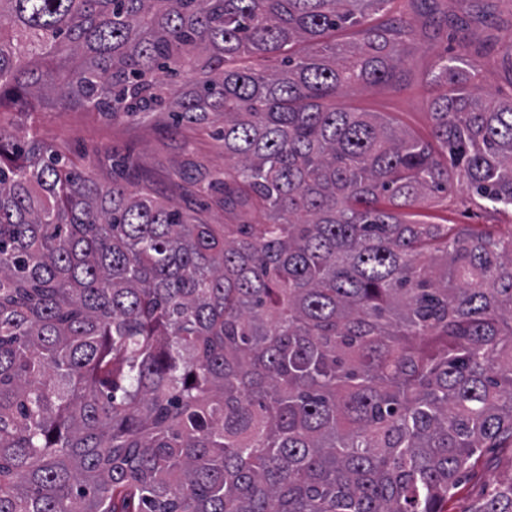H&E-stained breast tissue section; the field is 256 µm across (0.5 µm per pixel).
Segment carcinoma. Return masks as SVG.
<instances>
[{
  "instance_id": "obj_1",
  "label": "carcinoma",
  "mask_w": 512,
  "mask_h": 512,
  "mask_svg": "<svg viewBox=\"0 0 512 512\" xmlns=\"http://www.w3.org/2000/svg\"><path fill=\"white\" fill-rule=\"evenodd\" d=\"M390 2L0 0V107L218 117L234 165L192 184L266 216L211 224L0 126V512H447L512 448V233L408 212L450 167L512 210V98L443 58L432 144L341 107L397 79Z\"/></svg>"
}]
</instances>
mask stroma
Segmentation results:
<instances>
[{
  "label": "stroma",
  "mask_w": 512,
  "mask_h": 512,
  "mask_svg": "<svg viewBox=\"0 0 512 512\" xmlns=\"http://www.w3.org/2000/svg\"><path fill=\"white\" fill-rule=\"evenodd\" d=\"M440 21L421 16L409 0H393L390 13L405 16L414 32L398 82L348 89L340 98L354 112H379L423 140H431L432 82L441 56L458 58L463 69L477 68L474 84L480 98L512 96V0H438ZM38 131L63 155L88 174L110 178L113 157L127 159L126 183L185 212L199 199L189 181L195 165L227 167L224 143L210 128L180 127L164 113L145 120L117 121L95 112H50ZM435 224L489 226L512 230V212L477 204L464 186L445 195L434 193L419 206ZM512 478V450H484L474 472L463 478L448 502V512H468L473 502L496 484Z\"/></svg>",
  "instance_id": "1"
}]
</instances>
